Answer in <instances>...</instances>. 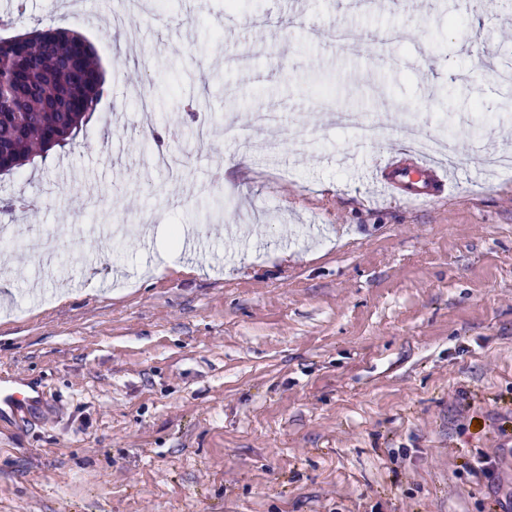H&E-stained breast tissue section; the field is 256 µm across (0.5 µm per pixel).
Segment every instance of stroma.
<instances>
[{
    "label": "stroma",
    "instance_id": "stroma-1",
    "mask_svg": "<svg viewBox=\"0 0 512 512\" xmlns=\"http://www.w3.org/2000/svg\"><path fill=\"white\" fill-rule=\"evenodd\" d=\"M380 2L125 0L118 28L113 0H26L19 31L82 32L107 92L0 177L35 201L0 216V374L47 395L0 425V512H503L512 171L485 158L512 152V7ZM230 97L280 113L257 151L198 139ZM408 125L457 149L430 204L373 195ZM30 235L61 247L25 262Z\"/></svg>",
    "mask_w": 512,
    "mask_h": 512
}]
</instances>
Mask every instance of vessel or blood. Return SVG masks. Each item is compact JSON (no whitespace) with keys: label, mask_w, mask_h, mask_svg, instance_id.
Listing matches in <instances>:
<instances>
[{"label":"vessel or blood","mask_w":512,"mask_h":512,"mask_svg":"<svg viewBox=\"0 0 512 512\" xmlns=\"http://www.w3.org/2000/svg\"><path fill=\"white\" fill-rule=\"evenodd\" d=\"M414 160V167L392 168L387 174H376L374 181L384 191L400 190L405 201L426 204L446 184L447 170L437 161L419 153L415 154ZM43 401L41 391L17 382L12 376H0V418L18 416Z\"/></svg>","instance_id":"obj_1"}]
</instances>
